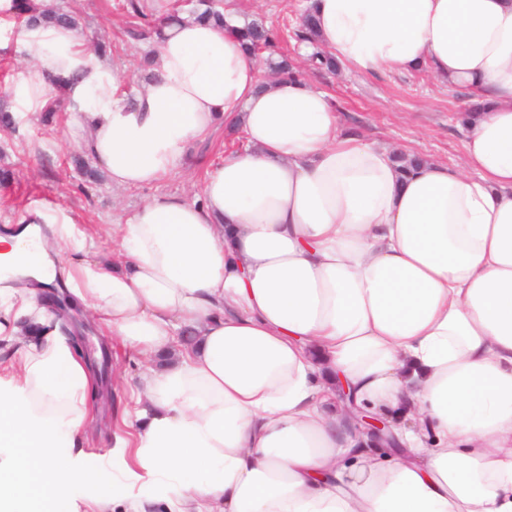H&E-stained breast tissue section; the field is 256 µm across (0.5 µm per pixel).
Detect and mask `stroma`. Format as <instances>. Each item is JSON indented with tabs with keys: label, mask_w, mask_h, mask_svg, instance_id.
Wrapping results in <instances>:
<instances>
[{
	"label": "stroma",
	"mask_w": 512,
	"mask_h": 512,
	"mask_svg": "<svg viewBox=\"0 0 512 512\" xmlns=\"http://www.w3.org/2000/svg\"><path fill=\"white\" fill-rule=\"evenodd\" d=\"M122 4L123 0H58L59 7L80 16L87 34L112 44V52L103 54L102 59L123 77L125 93L131 97L144 84L140 57L151 46L127 41L124 32L133 20ZM21 26V20L15 18L0 20V107H8L12 115L11 125L0 130V169L13 173L9 187L0 189V225L19 223L28 211L43 205L64 206L84 224H114L157 193L193 199L207 171L221 164L226 152L238 149L236 134L222 128L205 141L191 143L187 164L154 185L119 189L106 180L85 182L74 164L81 154V132L69 108L28 111L9 94L11 88L45 72L42 64L29 62L23 53L17 35ZM308 77L338 101L348 131L407 147L425 158L461 163L463 132L457 113L468 106L470 98L463 91L448 88L429 70L401 74L342 68L333 75L312 71ZM106 341L116 379L108 415L94 416L87 429L84 451L90 457L111 448L115 430L125 429V412L133 406L137 379L145 365L119 340Z\"/></svg>",
	"instance_id": "obj_1"
}]
</instances>
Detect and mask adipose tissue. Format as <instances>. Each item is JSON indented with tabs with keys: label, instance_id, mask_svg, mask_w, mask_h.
Instances as JSON below:
<instances>
[{
	"label": "adipose tissue",
	"instance_id": "obj_1",
	"mask_svg": "<svg viewBox=\"0 0 512 512\" xmlns=\"http://www.w3.org/2000/svg\"><path fill=\"white\" fill-rule=\"evenodd\" d=\"M316 42L359 73L429 67L485 103L464 166L344 132L305 80L266 82L232 35L181 17L134 101L38 26L80 150L118 188L240 129L199 199L158 193L76 230L35 210L0 231V512H512V0H312ZM108 237L119 260L90 259ZM67 294L146 362L132 437L89 466L97 378L52 309ZM196 336L184 345V330ZM390 415L356 431L337 386ZM360 418L352 417L351 419L356 422L359 427L355 424L354 427L372 438L375 436H382L388 430L389 426L387 420L377 415L359 414Z\"/></svg>",
	"mask_w": 512,
	"mask_h": 512
}]
</instances>
